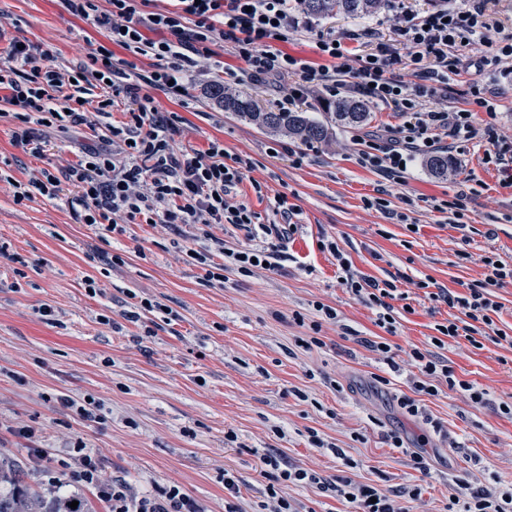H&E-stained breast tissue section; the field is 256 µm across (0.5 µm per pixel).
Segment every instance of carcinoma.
Instances as JSON below:
<instances>
[{
    "mask_svg": "<svg viewBox=\"0 0 512 512\" xmlns=\"http://www.w3.org/2000/svg\"><path fill=\"white\" fill-rule=\"evenodd\" d=\"M389 0H300L304 12L313 16L340 13L350 16L373 14L388 5ZM213 96L224 103V111L235 112L260 127L272 132L285 133L304 142L318 141L327 137V128L306 118L301 112L263 111L247 92H227L221 86L213 87ZM335 122L343 125H359L370 117L369 104L364 100L341 97L331 106ZM431 172L448 175V155L441 152L428 157ZM21 468L0 460V512H89L84 500L77 496H46L21 484ZM73 501L77 508L69 507Z\"/></svg>",
    "mask_w": 512,
    "mask_h": 512,
    "instance_id": "cac0c4a2",
    "label": "carcinoma"
}]
</instances>
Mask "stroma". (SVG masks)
Returning <instances> with one entry per match:
<instances>
[{
    "mask_svg": "<svg viewBox=\"0 0 512 512\" xmlns=\"http://www.w3.org/2000/svg\"><path fill=\"white\" fill-rule=\"evenodd\" d=\"M392 15L388 8L364 17L313 16L310 30L294 33L283 49L321 65L317 36L369 28L375 37L368 47L391 43ZM16 40L52 47L64 71L107 37L61 0H0V53ZM214 51L189 83L186 103L158 90L153 96L183 117L181 145L203 151L216 141L252 160L229 198L248 203L258 223L294 224L281 271L245 277L229 269L223 286L212 285L187 255L200 246L196 228L128 224L123 233L105 232L76 218L68 201L77 189L67 183L59 199L15 202L12 180L57 172L102 140L85 125L41 126L46 152L33 157L13 142L14 122L0 121V458L18 462L47 491L52 477L71 470L80 442L100 458L107 478L126 480L139 494L178 485L206 512H224L228 472L238 479L241 512H267L271 483L262 458L270 453L331 482L348 477L379 487L409 512H445L450 497L470 487H512V416L499 410L512 403V347L487 340L477 349L463 340L442 351L458 379L488 390V404L446 389L415 394L416 368L391 371L369 348L383 330L340 284L335 257L320 247L336 241L365 276L398 277V330L390 342L428 347L448 307L417 281L462 293L484 280L483 257L512 265V191L483 163L484 142L462 153L440 143L447 177L433 175L420 155L396 182L360 164L353 136L386 132L402 116L375 105L361 127L341 125L312 97L303 110L328 125L330 136L295 163L289 151L300 140L262 130L207 97L218 73L241 67L223 45ZM465 178L476 193L460 230L437 205L452 200ZM280 194L294 209L286 219L273 210ZM375 197L390 200L389 211L368 207ZM112 255L122 264H108ZM137 298L164 305L166 314L130 318ZM318 301L335 308L336 319H323ZM314 334L322 347H300ZM405 394L416 396L418 416L399 408ZM87 399L99 403L100 420L77 415L75 403ZM20 425L36 436H15ZM394 434L403 447H393ZM318 439L323 447H315ZM31 448L48 449L44 468L31 465ZM415 452L425 469L414 468ZM275 488L297 512L353 510L334 492L286 482Z\"/></svg>",
    "mask_w": 512,
    "mask_h": 512,
    "instance_id": "1",
    "label": "stroma"
}]
</instances>
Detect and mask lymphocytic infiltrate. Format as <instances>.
Wrapping results in <instances>:
<instances>
[{
    "label": "lymphocytic infiltrate",
    "mask_w": 512,
    "mask_h": 512,
    "mask_svg": "<svg viewBox=\"0 0 512 512\" xmlns=\"http://www.w3.org/2000/svg\"><path fill=\"white\" fill-rule=\"evenodd\" d=\"M100 8L97 0H62L74 17L89 22L107 33L108 45H97L90 52L98 63L102 80L111 93L87 111L80 90L89 73L79 68L61 73L53 64V53L39 45L11 47L12 65L0 68V90L5 108L0 119L17 121L14 143L31 156L40 157L46 144L33 132L34 125L67 128L71 124H92L105 118L116 98L124 97L132 106L122 125L110 126L111 137L102 149H91L61 174L43 171L28 182H14V199L23 201L39 194L58 198L62 182L79 190L75 205L80 206L82 223L116 231L117 217L128 221L143 219L147 224L211 227L253 224L254 212L242 202H229L227 196L251 168L250 159L229 155L223 145L211 143L207 151L178 147L182 116L159 110L152 90L168 97L185 95L186 84L210 58L212 47L227 44L243 64V74L260 81L288 76L294 87L276 99L282 112L295 111L309 96L322 100L349 92L399 112L404 122L390 134L358 136L362 165L380 170L386 177L402 180L413 157L433 152L441 137H448L452 148L464 150L473 140L486 143L483 161L495 165L500 184L512 188V142L501 140L496 124L501 92L483 72L489 62L512 58V31L495 28L487 21L484 0H454L438 4L424 15L403 11L395 17V31L405 51L396 53L390 45L377 44L372 54L358 53L355 45L369 37V30H353L340 37L317 38L318 53L328 58L325 66L283 52L282 43L296 32L298 0H172L171 8L152 10L153 0H107ZM157 39H150V32ZM130 52V59L114 63L112 47ZM154 59L153 71L141 84L130 83L135 57ZM410 71L404 80L400 69ZM472 73L469 105L454 111L444 108L448 89L455 77ZM72 93H65V86ZM149 93H142V86ZM485 112L484 124L475 121ZM262 231L271 236L267 247L225 249L214 239L216 250L224 251L234 270L244 276L254 274L257 264L278 270L280 241L290 231L286 224H266ZM324 250L335 256L341 270L340 282L376 312L375 323L388 333L397 327L390 303L397 286L394 281H379L362 275L332 241ZM488 273L483 282L460 294L442 288L431 293L433 301L457 310L458 315L438 325L447 338L474 341L491 336L493 343L512 346V335L497 328L494 317L501 305L492 294L494 287L512 279V266L494 257H484ZM408 356L420 373L414 381V396H401L398 403L411 416L419 415L416 394L437 395L439 383L449 389L467 392L471 402L483 405L487 391L474 382L457 379L454 370L434 352L417 347ZM78 467L68 474L69 481L96 486L112 512H205L194 499L172 485L154 495H137L124 481L104 479L95 455L80 452ZM343 495L354 504L355 512H405L397 500L377 487L344 479ZM447 512H512V492H491L476 487L463 499H452Z\"/></svg>",
    "instance_id": "f902f5d3"
}]
</instances>
